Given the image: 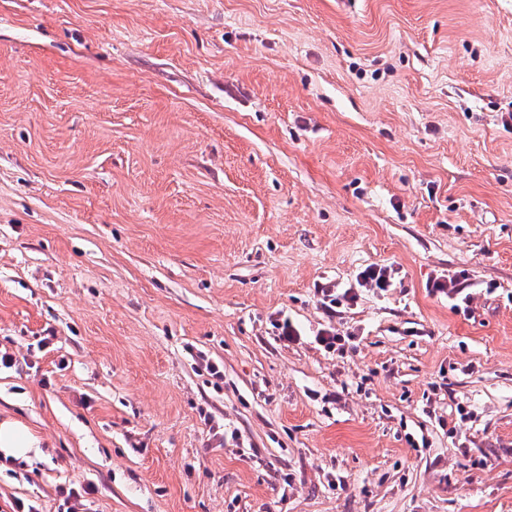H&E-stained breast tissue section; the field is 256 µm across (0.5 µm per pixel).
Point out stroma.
<instances>
[{"mask_svg":"<svg viewBox=\"0 0 512 512\" xmlns=\"http://www.w3.org/2000/svg\"><path fill=\"white\" fill-rule=\"evenodd\" d=\"M4 353L0 512H512V0H0ZM357 282L364 288L386 291L393 285V269L378 264L368 265L358 273ZM458 280L452 277H437L433 281L427 284V288L430 289L432 294H439L448 296V299L457 300L460 299L463 304L468 305L469 298L467 295L461 296L462 290L457 285ZM38 439L16 421L0 422V455L24 458L33 450L40 448Z\"/></svg>","mask_w":512,"mask_h":512,"instance_id":"1","label":"stroma"}]
</instances>
